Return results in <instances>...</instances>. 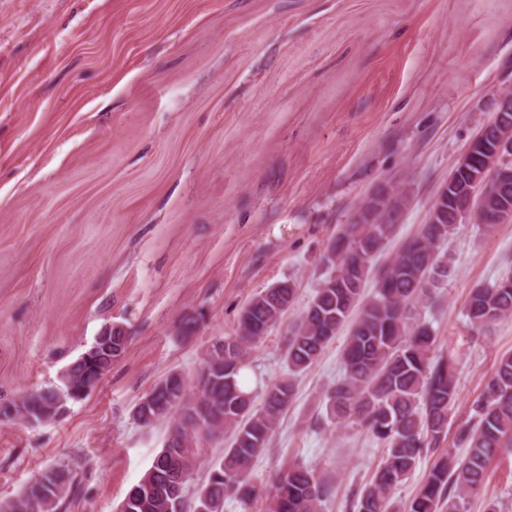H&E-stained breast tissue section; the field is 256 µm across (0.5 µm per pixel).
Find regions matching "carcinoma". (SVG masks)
I'll return each mask as SVG.
<instances>
[{"instance_id":"1","label":"carcinoma","mask_w":512,"mask_h":512,"mask_svg":"<svg viewBox=\"0 0 512 512\" xmlns=\"http://www.w3.org/2000/svg\"><path fill=\"white\" fill-rule=\"evenodd\" d=\"M458 227L453 220L426 224L405 240L366 301L362 290L370 258L385 248L396 225H343L325 255L327 276L289 333L288 374L267 385L260 400L242 387V373L250 369V351L262 334L293 304L296 289L267 288L254 295L241 310L234 334L224 337V374L216 375L224 384L209 390L201 386V376L183 377L168 387V409H151L140 418L141 425L150 427L170 415L183 432L174 447L164 446L156 454L135 484L140 494H126L117 512H224L230 494L244 504L263 496L267 512H320L330 484L316 468L288 466L268 487L250 482V468L268 450L274 425L293 397L295 377L331 341L323 332L329 327L340 332L353 314L343 349V377L327 396L326 420L351 418L386 448L383 465L358 493L355 512H466L468 500L486 491L490 461L500 449L512 447V353L499 358L469 416L456 425L454 442L466 449L465 455L438 453L459 396L457 368L435 354L436 337L417 322L414 310L448 278L450 259L438 249ZM466 317L476 330L512 318V266L495 281L471 289ZM128 339L125 329L116 331L113 354L77 358L60 381L77 383L91 367L104 377L112 358L125 352ZM69 400L58 386L41 388L17 403L1 404L0 417L39 409L53 419ZM212 440L229 444L212 459L204 483L191 492L188 482ZM429 452L437 458L418 493L407 507L396 502L393 490ZM79 490L78 471L68 467L54 489L37 495L27 485L1 498L0 512H63Z\"/></svg>"}]
</instances>
